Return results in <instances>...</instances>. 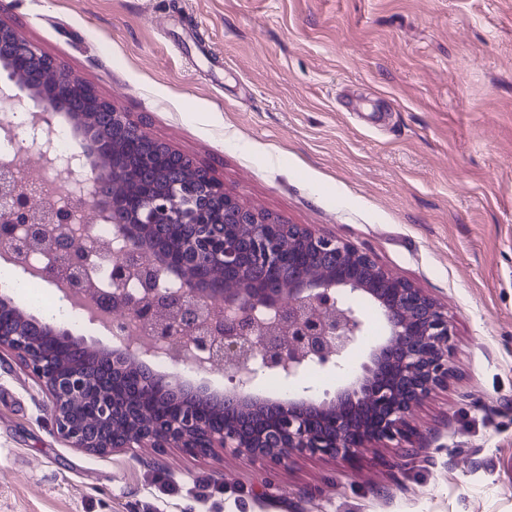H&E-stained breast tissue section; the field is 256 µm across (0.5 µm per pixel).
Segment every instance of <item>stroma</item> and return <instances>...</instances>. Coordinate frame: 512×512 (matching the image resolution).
<instances>
[{"label": "stroma", "instance_id": "35a3bbf8", "mask_svg": "<svg viewBox=\"0 0 512 512\" xmlns=\"http://www.w3.org/2000/svg\"><path fill=\"white\" fill-rule=\"evenodd\" d=\"M258 215L447 305L451 371L354 475L69 448L0 348V512H512V0H16L0 15Z\"/></svg>", "mask_w": 512, "mask_h": 512}]
</instances>
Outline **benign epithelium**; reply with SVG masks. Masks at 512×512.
<instances>
[{
    "label": "benign epithelium",
    "instance_id": "benign-epithelium-1",
    "mask_svg": "<svg viewBox=\"0 0 512 512\" xmlns=\"http://www.w3.org/2000/svg\"><path fill=\"white\" fill-rule=\"evenodd\" d=\"M0 57L17 89L11 111L39 113L31 121L30 144L43 159L50 151L44 133L58 113L67 112L66 99L94 90L1 23ZM17 60L51 69L53 91L22 79ZM98 109L94 121L68 112L78 148L54 165V176L89 216L108 213L118 247L98 251L92 240L74 243L67 215L56 209H44L31 222L39 204L16 178L18 159L0 162L5 252L23 263L34 252L52 258L42 274L70 297L86 291L87 266L98 255L108 281L97 301L107 308L112 335H122L132 318L150 327L138 350L117 348L107 366L92 371L81 359L62 367L55 347L45 343L52 338L79 353L82 338L53 323L22 326L11 314L0 316V347L17 351L45 385L54 432L84 452L179 448L199 457L224 448L269 466L297 455L348 464L374 440L403 446L417 408L448 382L455 328L447 306L384 272L370 252L341 238L256 215L128 113L102 99ZM130 132L146 144L139 164L152 172L135 188L127 186L126 159L116 150ZM291 252L303 253L307 268L290 269L279 286L266 287L259 271L281 266ZM172 275L179 286L160 287V278ZM133 277L139 289L131 291L125 283ZM363 296L373 300L387 329L372 346L369 320L355 308ZM153 341L186 347L200 363L199 372H224V425L216 426L193 405L202 391L179 373L153 372ZM366 345L369 361L356 371L349 366L350 352ZM327 368L336 369L339 382L329 411L310 388L300 386L309 372ZM132 372L143 395L181 400L178 415L151 412L121 394ZM266 372L279 374L291 388L278 405L251 402Z\"/></svg>",
    "mask_w": 512,
    "mask_h": 512
}]
</instances>
